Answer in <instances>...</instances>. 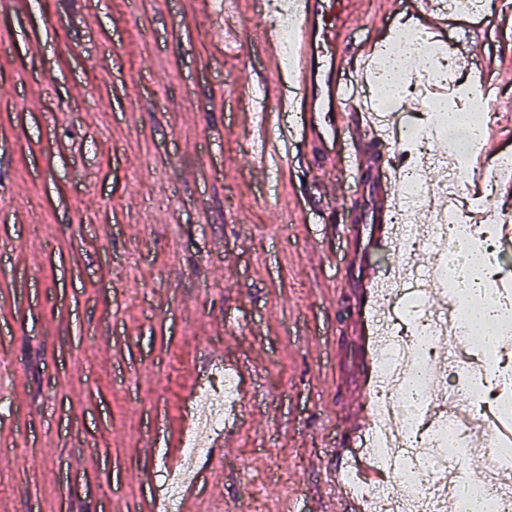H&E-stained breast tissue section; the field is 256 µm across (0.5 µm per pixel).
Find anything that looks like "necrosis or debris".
<instances>
[{"label":"necrosis or debris","instance_id":"necrosis-or-debris-1","mask_svg":"<svg viewBox=\"0 0 512 512\" xmlns=\"http://www.w3.org/2000/svg\"><path fill=\"white\" fill-rule=\"evenodd\" d=\"M426 68V77L415 80L410 88L424 92L430 110L423 123L403 131L416 150L414 161L402 165L399 173L400 205L393 221L405 227L400 246L412 252L446 237L492 255L494 226L467 221L471 208L481 206V197L465 203L460 200V187L469 179L466 166H455L440 179L439 188L447 200L427 234L417 233L411 225L418 211L433 206L427 169L433 158L431 146L441 134L437 104L448 102L460 112H482L492 95L486 85L474 94L462 92L453 78L452 59L432 56ZM455 265V255H446L430 272L416 273L415 290H393L387 297L391 305L404 302L405 322L403 330L388 328L378 361L381 385L373 395L375 430L366 446L373 463L388 473L390 484L371 495L373 512H462L478 494L490 499L493 512H512V435H496L493 448L484 451L469 444L473 422L512 423V392L500 391L494 408H484L485 389L492 381L486 366L495 365L503 377L512 374L511 368L500 363L512 342V329L492 348L483 337L467 333L453 277ZM433 290L447 293L452 301L450 315L429 310L427 299ZM433 351L446 355L452 363L450 377L435 374L425 362V354ZM192 398L180 464L166 479V505L170 508L206 452L209 437L223 426L225 410L239 403L238 388L231 378L194 391ZM452 400L461 406L454 414L448 411ZM472 471L481 473L480 481L469 479Z\"/></svg>","mask_w":512,"mask_h":512}]
</instances>
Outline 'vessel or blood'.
<instances>
[{"mask_svg":"<svg viewBox=\"0 0 512 512\" xmlns=\"http://www.w3.org/2000/svg\"><path fill=\"white\" fill-rule=\"evenodd\" d=\"M296 37L288 83L280 94L276 124L251 123V142L264 153L288 159L296 146L313 153L312 177L326 186L337 185L338 172L362 176L364 206L359 216L344 225L348 247L343 257L340 287L356 295L353 355L359 368L355 377L356 407L346 417L348 437L336 453L334 492L321 512H334L340 502L352 512H368L366 502L350 492L344 470L360 462L363 440L373 420L368 396L379 383L375 369L383 347L384 289L400 284L403 266L379 265L377 256L395 252L403 229L391 223L398 197V169L386 157L396 137L397 117L383 118L367 100L362 79H349V63L368 68L379 32L376 20L365 21L367 35L351 43L349 32L358 15V0H293ZM422 26L439 36L448 29V15L435 0H414Z\"/></svg>","mask_w":512,"mask_h":512,"instance_id":"b4317fda","label":"vessel or blood"}]
</instances>
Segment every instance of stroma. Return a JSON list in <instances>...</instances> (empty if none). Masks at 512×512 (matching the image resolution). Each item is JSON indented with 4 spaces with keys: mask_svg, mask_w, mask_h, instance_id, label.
Here are the masks:
<instances>
[{
    "mask_svg": "<svg viewBox=\"0 0 512 512\" xmlns=\"http://www.w3.org/2000/svg\"><path fill=\"white\" fill-rule=\"evenodd\" d=\"M502 2L453 13L436 49L481 28L460 77L512 116ZM275 33L262 0H0V512H152L185 399L229 359L251 371L238 433L187 512L331 494L353 296L327 285L346 242L321 207L362 198L310 181L308 149L274 170L251 150L285 81ZM280 35L279 42L277 38L267 37L263 40L265 44V54L267 64L270 69L277 70L280 68L281 63V50L284 57L288 56L290 51V42H289V30L291 26L289 25V20L287 15H282L281 23H280ZM281 46V49H280Z\"/></svg>",
    "mask_w": 512,
    "mask_h": 512,
    "instance_id": "obj_1",
    "label": "stroma"
}]
</instances>
